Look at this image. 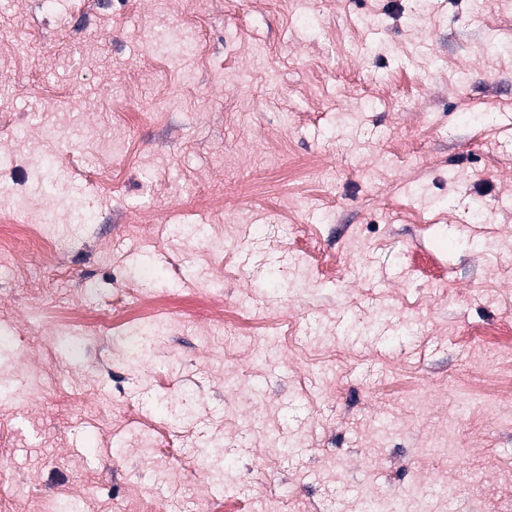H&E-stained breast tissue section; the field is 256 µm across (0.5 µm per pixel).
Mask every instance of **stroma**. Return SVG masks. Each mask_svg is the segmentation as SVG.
Returning <instances> with one entry per match:
<instances>
[{"label":"stroma","mask_w":512,"mask_h":512,"mask_svg":"<svg viewBox=\"0 0 512 512\" xmlns=\"http://www.w3.org/2000/svg\"><path fill=\"white\" fill-rule=\"evenodd\" d=\"M1 41L0 226L53 188L60 241L0 246V372L41 386L0 396V505L512 512V0H0ZM116 298L171 324L137 371Z\"/></svg>","instance_id":"35a3bbf8"}]
</instances>
